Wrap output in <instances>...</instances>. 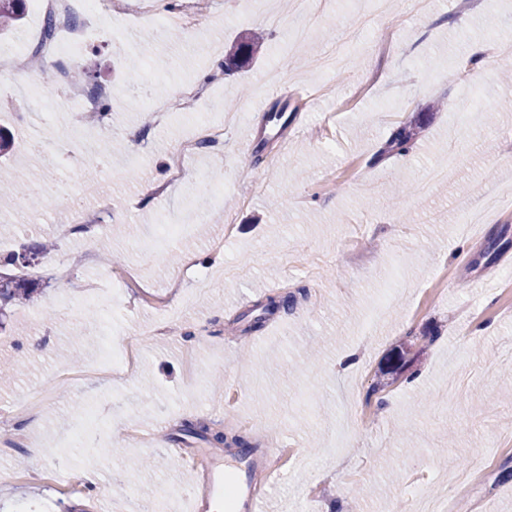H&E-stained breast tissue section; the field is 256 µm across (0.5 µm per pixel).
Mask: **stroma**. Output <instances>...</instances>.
<instances>
[{
	"mask_svg": "<svg viewBox=\"0 0 512 512\" xmlns=\"http://www.w3.org/2000/svg\"><path fill=\"white\" fill-rule=\"evenodd\" d=\"M368 2L338 0L326 13L312 0L318 24L304 41L294 0H242V19L213 15L172 41L164 7L140 24L139 0H127V15L101 21L80 54L48 64L84 84L83 59L96 61L98 85L114 91L103 122H63L10 95L17 77L0 72V125L14 135L0 179L35 169L32 125L58 147L61 195L95 184L94 218L99 199L112 203L95 239L78 228L60 240L53 227L69 211L19 214L15 198L0 197L1 249L54 242L27 270L40 284L33 301L0 332V361L19 368L0 389L10 412L0 512H60L85 497L91 512H142L149 501L187 512L178 497L206 493L197 453L240 467L241 441L263 462L269 450L294 451L265 512H395L421 486L454 495L455 473L479 457L474 512H512V111L492 124L480 113L512 101L498 78L512 57L477 76L467 65L475 43L512 40V0H390L373 21ZM255 30L263 57L225 73V54ZM135 70L145 78L138 100L125 82ZM204 77L216 88L198 112L245 119L172 184L165 164L185 130L146 115ZM279 108L287 123L270 121ZM410 122L409 151L387 152ZM452 156L448 179L418 194ZM153 182L167 183L163 196L144 193ZM198 212L209 223L159 233ZM186 256L211 274L244 260L252 275L205 287L182 279ZM57 258L74 277L103 280L115 300L63 288ZM391 289L398 301L365 334ZM160 321L133 373L79 381L33 418L17 406L66 365H93ZM37 339L46 349L30 352ZM353 350L359 363L338 367ZM218 432L225 443H213Z\"/></svg>",
	"mask_w": 512,
	"mask_h": 512,
	"instance_id": "1",
	"label": "stroma"
}]
</instances>
